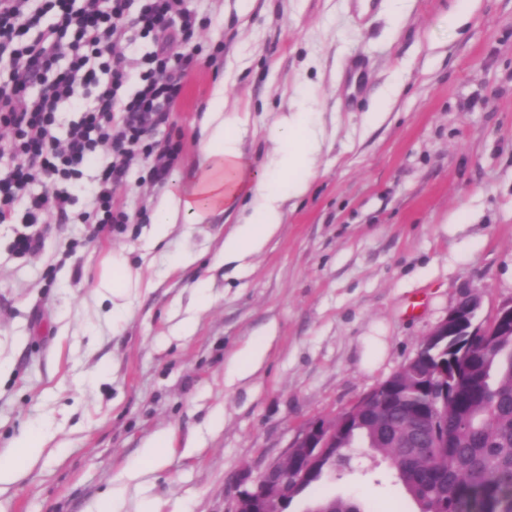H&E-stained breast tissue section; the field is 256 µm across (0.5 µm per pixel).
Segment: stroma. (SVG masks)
I'll return each mask as SVG.
<instances>
[{
  "mask_svg": "<svg viewBox=\"0 0 512 512\" xmlns=\"http://www.w3.org/2000/svg\"><path fill=\"white\" fill-rule=\"evenodd\" d=\"M202 48L179 101L153 133L176 141L173 166L193 156L200 106L215 80L224 109L245 112L244 148L262 171L275 122L313 97L328 138L308 194L287 204L280 232L242 272L219 260L234 215L174 233L167 254L199 260L153 271L157 288L113 322L98 268L115 249L138 255L165 183L152 160L112 188L129 221L89 238L82 219L107 147L82 168L68 221L43 217L42 248L20 254L21 222L0 223V452L42 419L54 437L19 481L0 488V512H92L112 487L124 512H231L243 474L283 459L309 423L351 409L412 358L465 294L479 323L512 301V0H480L462 28L455 0H186ZM401 87L383 120L365 115L386 84ZM206 294L205 307L197 297ZM197 320L191 335L176 324ZM265 362L228 382L233 358L266 327ZM382 337L374 370L363 337ZM175 434L158 468L128 479L144 444ZM295 497L311 512L353 497L366 512H419L385 460L351 451Z\"/></svg>",
  "mask_w": 512,
  "mask_h": 512,
  "instance_id": "1",
  "label": "stroma"
}]
</instances>
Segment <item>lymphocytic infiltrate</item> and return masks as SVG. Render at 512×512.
Segmentation results:
<instances>
[{"label": "lymphocytic infiltrate", "instance_id": "obj_1", "mask_svg": "<svg viewBox=\"0 0 512 512\" xmlns=\"http://www.w3.org/2000/svg\"><path fill=\"white\" fill-rule=\"evenodd\" d=\"M184 0H0V127L12 133L0 144V157L11 156L13 165L0 176V222L22 213L32 234L20 237L16 249L37 251L35 230L45 212L66 215L70 194L57 183L78 179L81 168L100 146H109L113 161L101 172L93 192L91 235L109 225L128 223L124 211L112 205V187L126 179L140 157L154 160L155 180L165 181L180 154L179 144L157 146L149 135L166 119L178 101L183 78L196 64L193 43L197 18L183 7ZM52 15L41 28L44 15ZM151 39L152 50L134 59L118 52L130 34ZM180 52H172V45ZM67 47L70 63L51 82L44 73L53 65L59 47ZM137 77L133 94H124L130 77ZM38 95H30L35 83ZM94 94V105L73 122L66 138L56 135L57 114L78 91ZM44 183L32 196L28 187Z\"/></svg>", "mask_w": 512, "mask_h": 512}]
</instances>
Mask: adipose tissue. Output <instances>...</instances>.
<instances>
[{"instance_id":"obj_1","label":"adipose tissue","mask_w":512,"mask_h":512,"mask_svg":"<svg viewBox=\"0 0 512 512\" xmlns=\"http://www.w3.org/2000/svg\"><path fill=\"white\" fill-rule=\"evenodd\" d=\"M245 118L224 111V84L215 82L202 111L195 162L176 186L162 194L145 228L138 263L127 253L113 251L97 281L101 300L112 303L113 315L127 317L134 301L157 286L152 271L156 248L176 226L193 231L227 213L237 220L225 234L220 250L224 261L247 265L279 232L285 204L303 198L316 175L324 133L313 112L299 105L276 124L274 147L262 172H254L242 148ZM47 425L24 428L12 450L0 456V486L16 482L47 442Z\"/></svg>"}]
</instances>
